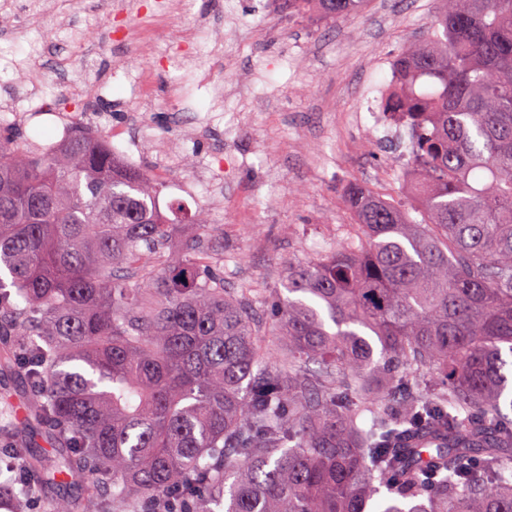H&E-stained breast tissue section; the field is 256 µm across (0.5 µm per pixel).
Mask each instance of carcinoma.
<instances>
[{
    "instance_id": "carcinoma-1",
    "label": "carcinoma",
    "mask_w": 512,
    "mask_h": 512,
    "mask_svg": "<svg viewBox=\"0 0 512 512\" xmlns=\"http://www.w3.org/2000/svg\"><path fill=\"white\" fill-rule=\"evenodd\" d=\"M439 3L394 61L421 219L350 186L355 233L288 264L265 343L154 176L88 130L0 134L13 512H512V0ZM18 377L10 374L0 373V425L3 426L6 423H13L19 425L24 418L19 415V408L24 404L23 400L18 396H15V390L17 389ZM12 394L13 407L10 412H4L3 399L4 395Z\"/></svg>"
}]
</instances>
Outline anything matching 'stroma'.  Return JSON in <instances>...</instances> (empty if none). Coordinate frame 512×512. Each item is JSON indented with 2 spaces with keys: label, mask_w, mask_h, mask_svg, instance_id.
<instances>
[{
  "label": "stroma",
  "mask_w": 512,
  "mask_h": 512,
  "mask_svg": "<svg viewBox=\"0 0 512 512\" xmlns=\"http://www.w3.org/2000/svg\"><path fill=\"white\" fill-rule=\"evenodd\" d=\"M0 0V125L51 145L72 124L109 136L158 178L180 223L205 211L228 288L257 311L288 262L334 250L354 222L351 184L414 210L407 162L364 119L392 94L400 48L425 38L437 0H370L325 24L278 0Z\"/></svg>",
  "instance_id": "stroma-1"
}]
</instances>
